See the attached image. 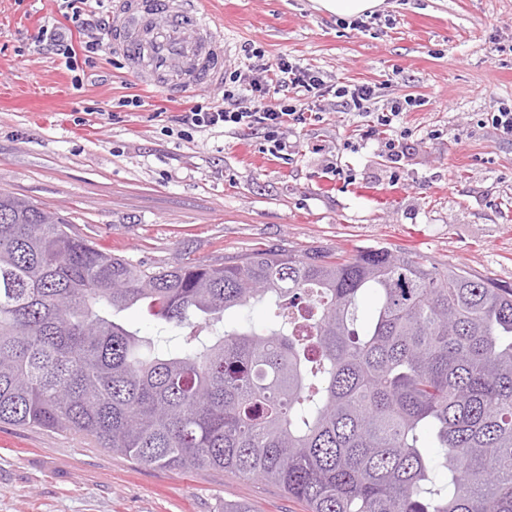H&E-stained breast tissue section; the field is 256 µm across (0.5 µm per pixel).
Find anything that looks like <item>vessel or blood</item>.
I'll use <instances>...</instances> for the list:
<instances>
[{"instance_id": "b4317fda", "label": "vessel or blood", "mask_w": 512, "mask_h": 512, "mask_svg": "<svg viewBox=\"0 0 512 512\" xmlns=\"http://www.w3.org/2000/svg\"><path fill=\"white\" fill-rule=\"evenodd\" d=\"M112 46L140 82L157 83L179 60L186 66L167 88L223 86L224 33L203 0H114Z\"/></svg>"}]
</instances>
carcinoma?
<instances>
[{
	"label": "carcinoma",
	"mask_w": 512,
	"mask_h": 512,
	"mask_svg": "<svg viewBox=\"0 0 512 512\" xmlns=\"http://www.w3.org/2000/svg\"><path fill=\"white\" fill-rule=\"evenodd\" d=\"M262 301L279 328L216 330ZM142 305L190 328L181 354L116 320ZM0 423L272 481L308 512H512V285L388 247L145 268L0 189Z\"/></svg>",
	"instance_id": "1"
}]
</instances>
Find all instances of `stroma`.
Segmentation results:
<instances>
[{
  "label": "stroma",
  "mask_w": 512,
  "mask_h": 512,
  "mask_svg": "<svg viewBox=\"0 0 512 512\" xmlns=\"http://www.w3.org/2000/svg\"><path fill=\"white\" fill-rule=\"evenodd\" d=\"M224 70L247 50L328 85L374 88L365 111L327 95L273 154L254 130H182L189 89L140 84L111 55L85 66L42 48L56 0H0V189L56 210L101 250L152 267L256 249L401 248L512 284V0H385L340 19L313 0H221ZM140 95L143 104L128 106ZM416 104L392 125L376 116ZM116 120H109V113ZM399 140L400 153L384 147ZM308 512L276 484L151 467L86 437L0 423V512Z\"/></svg>",
  "instance_id": "1"
}]
</instances>
